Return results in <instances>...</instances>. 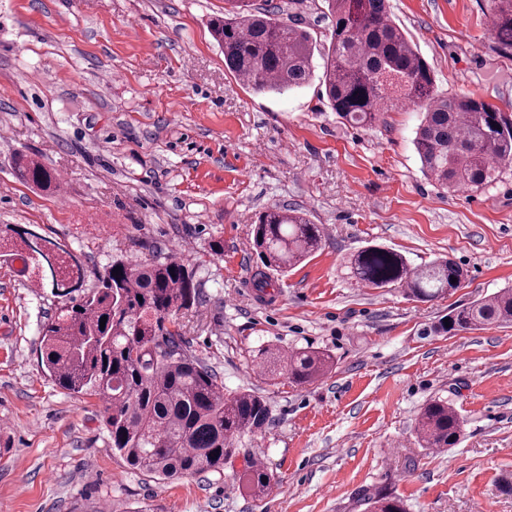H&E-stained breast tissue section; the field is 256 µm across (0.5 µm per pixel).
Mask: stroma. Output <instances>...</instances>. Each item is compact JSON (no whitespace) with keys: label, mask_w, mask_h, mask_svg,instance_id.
Segmentation results:
<instances>
[{"label":"stroma","mask_w":512,"mask_h":512,"mask_svg":"<svg viewBox=\"0 0 512 512\" xmlns=\"http://www.w3.org/2000/svg\"><path fill=\"white\" fill-rule=\"evenodd\" d=\"M297 15L318 43L322 0H252ZM439 92L512 113V56L490 35L485 0H388ZM224 0H0V227L36 226L87 268L181 255L198 285L180 316L188 352L228 392L269 404L243 438L280 492L255 499L232 468L159 481L109 449L104 403L59 388L41 364V325L58 299L16 257H0V512H367L385 489L406 512H512V324L435 328L458 304L512 285V168L484 191L444 193L413 145L420 110L370 127L332 112L319 80L285 95L240 83L208 30ZM24 153L59 192L19 182ZM302 209L321 248L276 287L254 285L259 214ZM223 255L211 253L212 240ZM379 244L467 274L417 302L367 288L347 258ZM324 351L316 382L260 375L259 349ZM443 398L464 420L456 447L415 428Z\"/></svg>","instance_id":"35a3bbf8"}]
</instances>
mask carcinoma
<instances>
[{"label": "carcinoma", "instance_id": "cac0c4a2", "mask_svg": "<svg viewBox=\"0 0 512 512\" xmlns=\"http://www.w3.org/2000/svg\"><path fill=\"white\" fill-rule=\"evenodd\" d=\"M332 30L320 83L331 109L348 123L371 126L383 112L408 104L423 118L414 146L423 173L448 191H481L512 166V116L483 99L445 95L435 88L428 62L389 17L387 0H324ZM490 27L499 51L512 55V0H487ZM210 34L224 50V65L257 92L284 94L312 77L317 42L280 9L255 8L250 0H224V16L210 20ZM16 177L40 189L58 188V174L19 153ZM319 225L299 210L270 208L258 217L251 244L272 274L258 273L256 287L270 288L322 246ZM25 257L40 288L63 298L40 328L41 360L61 388L99 396L105 404L109 447L130 467L157 480L224 472L242 459V486L262 498L274 477L237 443L261 433L270 410L256 392L227 393L211 370L187 353L179 317L195 308L198 288L186 264L154 257L139 264L115 259L89 293L86 271L72 253L29 228L0 229V249ZM355 281L370 288L398 286L419 301L457 288L462 269L450 260L413 267L400 253L380 245L360 248L348 259ZM121 267L119 274L112 271ZM457 282H452V279ZM107 317L105 327L100 318ZM512 322V288L489 299L456 306L445 333ZM332 357L316 350L266 348L256 366L273 379L312 383L332 367ZM464 421L444 400L428 402L416 434L426 448L455 446ZM369 512H405L391 492L367 497Z\"/></svg>", "mask_w": 512, "mask_h": 512}]
</instances>
